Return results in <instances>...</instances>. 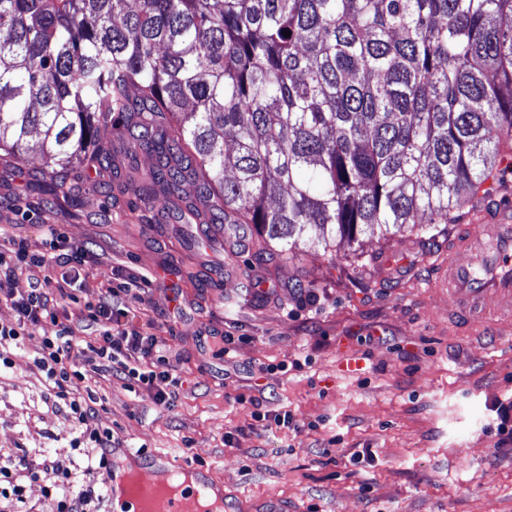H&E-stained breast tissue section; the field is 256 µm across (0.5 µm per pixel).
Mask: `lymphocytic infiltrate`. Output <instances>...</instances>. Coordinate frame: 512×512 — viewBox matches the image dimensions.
<instances>
[{
    "instance_id": "lymphocytic-infiltrate-1",
    "label": "lymphocytic infiltrate",
    "mask_w": 512,
    "mask_h": 512,
    "mask_svg": "<svg viewBox=\"0 0 512 512\" xmlns=\"http://www.w3.org/2000/svg\"><path fill=\"white\" fill-rule=\"evenodd\" d=\"M46 251L32 252L20 241L0 247V306L13 310L15 321L0 326V369L10 367L16 351L33 332H41V345L32 364L41 374L50 406L65 419L73 436L76 457L50 459L29 453L17 455L10 466L0 467V497L15 508L26 504V483L40 480L44 492L56 496L58 512H103L107 490L94 477L112 470V451L121 442L97 419L106 399L89 389L79 393L75 378L110 376L126 385L152 392L156 405L171 408L182 386L169 357L165 338L152 331L128 326L124 299L146 291L151 281L128 276L102 289L96 303L67 313L64 303L73 299L87 252L68 244L55 225H48ZM62 274H55V267ZM27 275L29 289L16 293L17 276ZM94 330L93 342L80 334Z\"/></svg>"
}]
</instances>
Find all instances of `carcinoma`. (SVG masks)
I'll return each instance as SVG.
<instances>
[{
    "mask_svg": "<svg viewBox=\"0 0 512 512\" xmlns=\"http://www.w3.org/2000/svg\"><path fill=\"white\" fill-rule=\"evenodd\" d=\"M33 133L45 194L115 136L264 251L430 239L512 173V0H0V151Z\"/></svg>",
    "mask_w": 512,
    "mask_h": 512,
    "instance_id": "obj_1",
    "label": "carcinoma"
}]
</instances>
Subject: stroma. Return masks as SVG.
I'll list each match as a JSON object with an SVG mask.
<instances>
[{
	"mask_svg": "<svg viewBox=\"0 0 512 512\" xmlns=\"http://www.w3.org/2000/svg\"><path fill=\"white\" fill-rule=\"evenodd\" d=\"M44 166L35 153L0 159V244L44 250L54 224L86 245L77 303L95 301L112 271L151 277L125 302L135 325L154 320L168 338L185 381L167 410L145 389L98 378V424L124 446L202 461L233 512H512V457L492 455L493 406L512 397V321L494 334L449 327L448 297L432 283L450 229L292 259L260 255L251 234L230 257L198 246L223 225L180 223L164 198L139 202L76 168L68 196L47 198L33 188ZM227 333L242 342L225 362L212 353ZM40 344L29 337L0 371V466L35 449L75 453L32 364ZM256 399L289 412L291 428H264ZM365 448L372 462L353 463Z\"/></svg>",
	"mask_w": 512,
	"mask_h": 512,
	"instance_id": "1",
	"label": "stroma"
}]
</instances>
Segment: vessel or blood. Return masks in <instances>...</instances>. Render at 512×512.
Masks as SVG:
<instances>
[{"label": "vessel or blood", "instance_id": "obj_1", "mask_svg": "<svg viewBox=\"0 0 512 512\" xmlns=\"http://www.w3.org/2000/svg\"><path fill=\"white\" fill-rule=\"evenodd\" d=\"M452 300L449 321L460 329L489 325L490 315L512 316V205L484 206L448 244V270L436 284ZM498 307L489 313L487 297ZM144 494H151L161 472L159 459L130 453Z\"/></svg>", "mask_w": 512, "mask_h": 512}]
</instances>
